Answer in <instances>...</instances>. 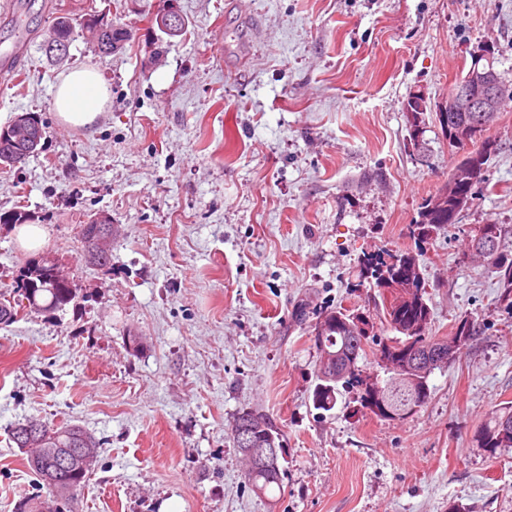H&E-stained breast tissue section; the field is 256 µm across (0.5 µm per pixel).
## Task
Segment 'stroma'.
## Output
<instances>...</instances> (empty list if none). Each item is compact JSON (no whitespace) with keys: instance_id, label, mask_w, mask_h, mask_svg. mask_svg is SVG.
<instances>
[{"instance_id":"stroma-1","label":"stroma","mask_w":512,"mask_h":512,"mask_svg":"<svg viewBox=\"0 0 512 512\" xmlns=\"http://www.w3.org/2000/svg\"><path fill=\"white\" fill-rule=\"evenodd\" d=\"M67 0H0V126L20 113L43 147L0 168V213L37 218L44 244L0 225V287L29 265L64 268V310L0 326V512L45 494L10 438L28 418L84 426L101 442L79 512H512V448L475 431L512 401V314L495 274L467 251L475 224H512V101L490 136L486 181L458 224L420 244L408 226L460 160L434 112L469 52L490 45L512 82V0H177L186 35L147 17L162 0H94L132 31L123 54L75 39L62 64L39 46ZM76 68L109 89L88 126L56 113ZM423 92L428 145L413 150L403 103ZM112 218V265L81 260L80 226ZM422 249L431 333L459 319L481 333L435 371L431 397L398 421L340 389L315 409L314 323L382 299L351 289L363 253ZM305 321H296L297 307ZM265 414L283 446L272 497L245 481L230 439Z\"/></svg>"}]
</instances>
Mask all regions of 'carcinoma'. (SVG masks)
Returning a JSON list of instances; mask_svg holds the SVG:
<instances>
[{"label": "carcinoma", "instance_id": "carcinoma-1", "mask_svg": "<svg viewBox=\"0 0 512 512\" xmlns=\"http://www.w3.org/2000/svg\"><path fill=\"white\" fill-rule=\"evenodd\" d=\"M99 16L94 3L82 2L79 11L58 9L54 22L61 24L68 22L72 30L63 33V38L72 41L75 37L74 27L80 28L81 36L95 53L102 57L121 53L125 49L128 39L125 32L108 24L102 28L94 23ZM409 132V141H414L417 133H426L425 115L413 111L404 113ZM472 113H448V128L442 129L444 136L452 132H461L471 123ZM486 147L474 153L473 167L476 171L473 185L484 182V169L489 156L495 149V142L486 138L483 140ZM466 204L455 198L444 197L433 201L428 197L422 204L418 213L419 219L411 225V232L421 241L428 240L448 225L449 217L453 213H461ZM35 223V216L25 210L7 211L0 214V224L22 225ZM487 233L494 238L500 247L501 257L497 266L491 268L496 275L499 295L498 303L508 310H512V225L487 224ZM56 266L52 264H34L22 271L15 285L0 289V325H8L19 317L32 314L55 312L63 309L75 301L77 294L69 287L67 279L55 273ZM402 273H409L413 277L410 294L399 310L395 312L384 311L383 316L388 325L399 320L408 324L419 326L416 335L420 337L422 345H436L448 349V344L456 337L466 335L468 339L478 336L479 327L471 318L459 319L453 326L451 338L442 340L430 335L431 310L428 305V280L426 279L419 259L416 255L405 252H393L389 249H378L363 254L360 260V269L357 282L351 284L353 288L386 289L389 280ZM318 318L328 324L323 344L331 350L337 351L353 362L355 367L346 377H333L323 371L321 365H316L317 384L314 389L313 400L320 409L329 411L336 404V386L338 383H355L363 385L364 379L357 367L358 359L365 353V347L370 342L369 332L366 330L353 331L345 329L336 330L337 322L352 321L351 314L345 309L330 312H321ZM388 374L383 385L382 400L391 414H382L380 419L392 420V416L403 420L417 413L431 397L429 383L420 382L410 377H402L394 369L385 367ZM245 430L260 441L265 448H280L279 433L271 421L257 411H242L234 418L231 425V436L236 448H241L240 430ZM48 436V446L52 448H100L96 437L79 424L65 423L54 425L38 419H27L12 426L11 438L19 448H38L37 440L40 436ZM480 447L494 454L500 448H512V401H507L492 412V416L482 424L475 433ZM92 468L68 469L60 472L61 478L74 490L82 489L91 479ZM246 478L253 491L259 494L266 492L273 486L281 485V477L273 476L269 470L248 465Z\"/></svg>", "mask_w": 512, "mask_h": 512}]
</instances>
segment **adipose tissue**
Instances as JSON below:
<instances>
[{
    "label": "adipose tissue",
    "mask_w": 512,
    "mask_h": 512,
    "mask_svg": "<svg viewBox=\"0 0 512 512\" xmlns=\"http://www.w3.org/2000/svg\"><path fill=\"white\" fill-rule=\"evenodd\" d=\"M106 98L107 86L100 75L76 69L58 88L54 104L64 121L86 125L101 112Z\"/></svg>",
    "instance_id": "1"
}]
</instances>
